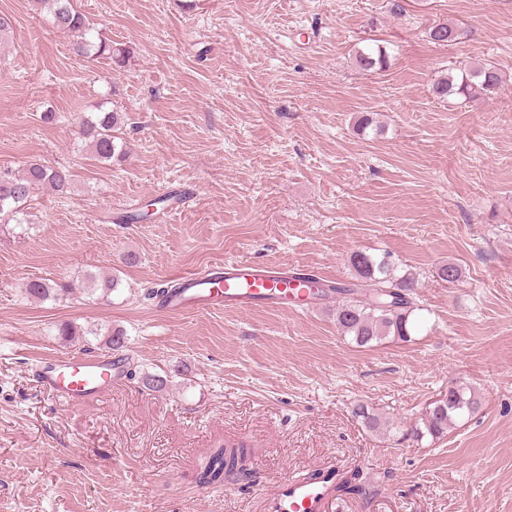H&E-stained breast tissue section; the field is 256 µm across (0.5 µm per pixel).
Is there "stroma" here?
I'll list each match as a JSON object with an SVG mask.
<instances>
[{
	"mask_svg": "<svg viewBox=\"0 0 512 512\" xmlns=\"http://www.w3.org/2000/svg\"><path fill=\"white\" fill-rule=\"evenodd\" d=\"M124 66L76 52L31 0H0V169L64 166L0 220V512H263L261 493L327 463L367 497L335 512H512V0H73ZM452 22L460 40L430 29ZM386 46V68L356 65ZM493 62L496 94L449 104L439 71ZM115 110L123 156L93 158L83 118ZM372 126L357 130L361 116ZM179 209L129 221L145 200ZM418 276L411 341L360 347L331 307L171 315L149 291L223 261L347 283L353 252ZM135 254L128 263L127 254ZM463 268L455 283L440 265ZM114 277L107 298L88 273ZM71 284L31 300L32 279ZM81 328L64 340L61 324ZM125 331L129 374L68 406L35 380L49 356ZM180 370L162 392L141 376ZM478 409L447 435L408 430L449 386ZM366 404L386 433L354 416ZM249 477L203 485L219 448Z\"/></svg>",
	"mask_w": 512,
	"mask_h": 512,
	"instance_id": "stroma-1",
	"label": "stroma"
}]
</instances>
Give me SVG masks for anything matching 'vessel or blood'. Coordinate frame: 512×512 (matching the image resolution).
Returning <instances> with one entry per match:
<instances>
[{"instance_id": "vessel-or-blood-1", "label": "vessel or blood", "mask_w": 512, "mask_h": 512, "mask_svg": "<svg viewBox=\"0 0 512 512\" xmlns=\"http://www.w3.org/2000/svg\"><path fill=\"white\" fill-rule=\"evenodd\" d=\"M307 284L304 274L287 277L251 263H237L227 266L220 277L200 271L180 276L179 289L168 297L165 310L185 314L219 303L236 309L259 304L302 308L319 304V297L310 294ZM124 373L125 362L119 357H47L37 369V378L53 396L77 405L111 391ZM341 479L342 470L334 464L312 480L285 478L265 492L264 512H334Z\"/></svg>"}]
</instances>
